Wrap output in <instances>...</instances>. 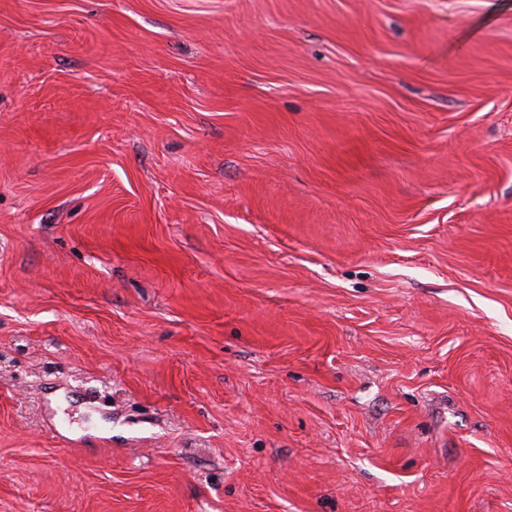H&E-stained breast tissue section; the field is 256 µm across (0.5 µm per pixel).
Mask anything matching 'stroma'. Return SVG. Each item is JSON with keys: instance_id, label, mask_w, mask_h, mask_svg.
<instances>
[{"instance_id": "35a3bbf8", "label": "stroma", "mask_w": 512, "mask_h": 512, "mask_svg": "<svg viewBox=\"0 0 512 512\" xmlns=\"http://www.w3.org/2000/svg\"><path fill=\"white\" fill-rule=\"evenodd\" d=\"M0 512H512V0H0Z\"/></svg>"}]
</instances>
